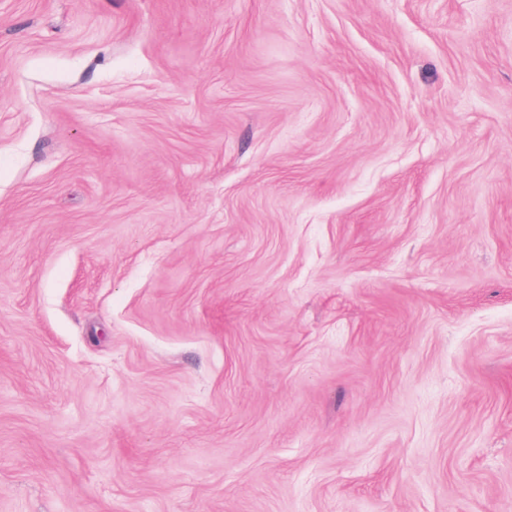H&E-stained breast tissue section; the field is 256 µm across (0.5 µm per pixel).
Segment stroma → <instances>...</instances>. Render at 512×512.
Listing matches in <instances>:
<instances>
[{
	"label": "stroma",
	"mask_w": 512,
	"mask_h": 512,
	"mask_svg": "<svg viewBox=\"0 0 512 512\" xmlns=\"http://www.w3.org/2000/svg\"><path fill=\"white\" fill-rule=\"evenodd\" d=\"M0 512H512V0H0Z\"/></svg>",
	"instance_id": "35a3bbf8"
}]
</instances>
